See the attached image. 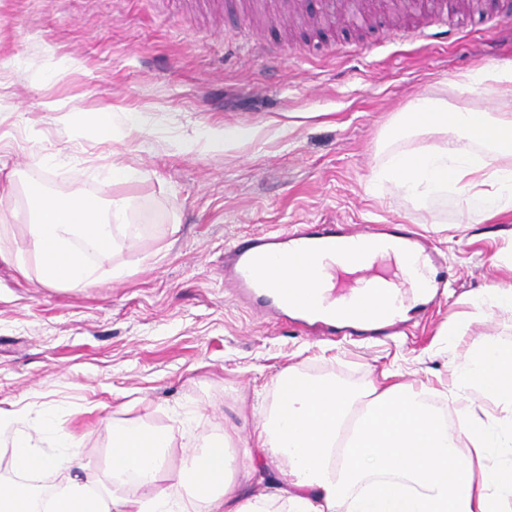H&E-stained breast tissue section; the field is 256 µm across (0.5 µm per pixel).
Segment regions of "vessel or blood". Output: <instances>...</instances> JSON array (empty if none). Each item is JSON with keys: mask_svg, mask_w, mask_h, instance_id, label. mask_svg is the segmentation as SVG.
I'll return each mask as SVG.
<instances>
[{"mask_svg": "<svg viewBox=\"0 0 512 512\" xmlns=\"http://www.w3.org/2000/svg\"><path fill=\"white\" fill-rule=\"evenodd\" d=\"M393 253L402 256L407 269L428 271L424 287L393 288L381 280L380 261ZM344 264L361 267L360 281L341 280L322 289L323 275L336 274ZM447 281V267L435 260L419 233L377 224L290 226L224 246V283L232 298L312 339L346 332L395 334L426 299L442 294Z\"/></svg>", "mask_w": 512, "mask_h": 512, "instance_id": "1", "label": "vessel or blood"}]
</instances>
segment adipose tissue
<instances>
[{
  "label": "adipose tissue",
  "mask_w": 512,
  "mask_h": 512,
  "mask_svg": "<svg viewBox=\"0 0 512 512\" xmlns=\"http://www.w3.org/2000/svg\"><path fill=\"white\" fill-rule=\"evenodd\" d=\"M492 88L497 103L465 107L425 94L393 114L384 129L386 154L374 170L376 183L416 206L448 194L478 222L512 213V65L496 66L458 82L459 91ZM129 204L111 199L107 208L81 193L39 195L29 224L30 244L46 282L84 288L96 280V258L105 256L116 233L127 232ZM464 379L483 397L512 405V348L493 337L475 340ZM420 395L390 382L363 395L332 381L310 380L304 390L260 402L263 415L251 442L265 466L284 477L280 498L296 512H507L512 507V414L493 420L469 411L456 432L437 416L421 413ZM356 417L343 456L336 440ZM44 415L25 422L0 413L7 435L11 483L0 486V512H192L193 502L161 487L168 471L179 482L192 477L206 512H263L264 494L246 491L250 473L229 479L227 439L191 454L168 469L164 433L123 424L109 428L108 466L113 483H135L139 493L116 496L78 451L70 433L53 431ZM55 434L57 452L40 443ZM470 450L458 451L460 440ZM498 464L489 480L477 481L475 467L488 457ZM50 469L78 470L77 478L43 497L23 479Z\"/></svg>",
  "instance_id": "1"
}]
</instances>
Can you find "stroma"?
Returning a JSON list of instances; mask_svg holds the SVG:
<instances>
[{"label": "stroma", "instance_id": "obj_1", "mask_svg": "<svg viewBox=\"0 0 512 512\" xmlns=\"http://www.w3.org/2000/svg\"><path fill=\"white\" fill-rule=\"evenodd\" d=\"M225 0H0V411L50 413L104 468L108 424L167 432L171 451L230 433L237 468L288 368L365 393L386 370L460 418L502 405L462 385L475 339L512 348V310L475 306L512 285V213L470 222L455 197L423 208L371 181L390 116L421 93L462 105L461 76L512 63V0H357L361 23L327 20L324 0H293L311 26L225 15ZM63 101L69 117L45 110ZM110 107L118 135L94 117ZM250 129L225 150L213 130ZM137 172L108 184L114 163ZM54 195L126 198L134 239H117L97 281L66 288L26 271L33 203ZM293 224H407L448 263L446 299L408 334L376 343L312 340L254 316L224 291V244ZM465 321L456 341L453 318Z\"/></svg>", "mask_w": 512, "mask_h": 512}]
</instances>
